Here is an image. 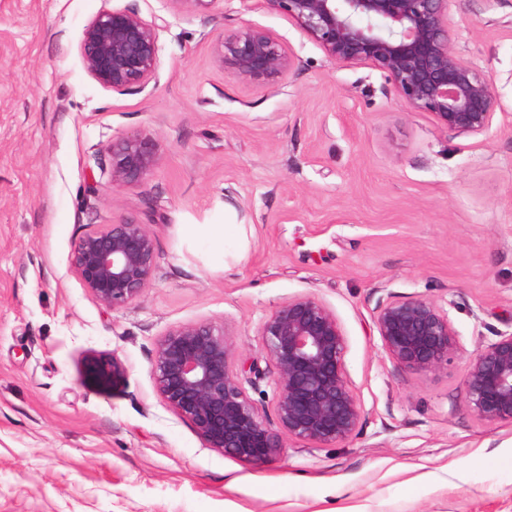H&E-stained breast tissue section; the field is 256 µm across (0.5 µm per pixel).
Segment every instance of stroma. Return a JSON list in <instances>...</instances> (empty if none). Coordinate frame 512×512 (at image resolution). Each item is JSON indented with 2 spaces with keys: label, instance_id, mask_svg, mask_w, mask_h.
Instances as JSON below:
<instances>
[{
  "label": "stroma",
  "instance_id": "stroma-1",
  "mask_svg": "<svg viewBox=\"0 0 512 512\" xmlns=\"http://www.w3.org/2000/svg\"><path fill=\"white\" fill-rule=\"evenodd\" d=\"M159 25L144 90L100 86L79 54L103 3ZM452 42L488 72L491 129L463 136L408 110L387 77L330 59L265 0H0V512H512V425L467 410L465 362L396 366L379 298L446 306L466 351L512 331V0H451ZM270 30L293 60L277 88L220 67L223 35ZM150 136L158 165L122 187L112 140ZM149 225L157 271L112 309L70 268L90 224ZM192 224H242V259ZM311 295L335 313L359 431L328 446L286 441L249 464L204 447L157 395L158 340L224 324L236 367L263 372L259 330ZM124 367L111 384L92 355ZM120 372V364L112 356L93 359L88 365V373L92 379L99 383H106Z\"/></svg>",
  "mask_w": 512,
  "mask_h": 512
}]
</instances>
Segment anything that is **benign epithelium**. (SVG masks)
<instances>
[{
	"label": "benign epithelium",
	"mask_w": 512,
	"mask_h": 512,
	"mask_svg": "<svg viewBox=\"0 0 512 512\" xmlns=\"http://www.w3.org/2000/svg\"><path fill=\"white\" fill-rule=\"evenodd\" d=\"M265 2L295 20L329 58L381 71L407 109L430 112L441 126L462 135L483 134L492 126L493 81L454 48L450 0ZM158 28L134 8L102 7L84 26L79 43L86 73L112 91L145 88L159 65ZM216 61L245 83L269 87L292 66L279 40L252 24L222 38ZM108 151L114 187L150 175L158 163L153 140L142 134L118 138ZM70 265L98 301L125 307L155 277V233L133 219L89 224L73 244ZM375 326L390 360L411 372H437L464 353L448 311L423 295L379 299ZM259 336L275 366L274 420L243 386L222 323H187L163 335L151 365L158 396L205 447L248 463L277 456L285 436L321 445L352 437L361 407L347 380L346 339L336 315L316 297L299 296L277 306ZM465 369L471 415L488 425L512 424V332L476 348ZM119 372L113 357L88 365L99 383Z\"/></svg>",
	"instance_id": "obj_1"
}]
</instances>
